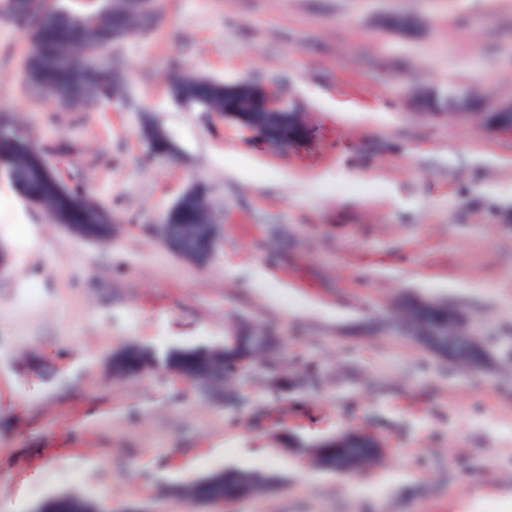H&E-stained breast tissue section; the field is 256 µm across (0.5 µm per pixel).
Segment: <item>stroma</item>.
<instances>
[{"label": "stroma", "mask_w": 512, "mask_h": 512, "mask_svg": "<svg viewBox=\"0 0 512 512\" xmlns=\"http://www.w3.org/2000/svg\"><path fill=\"white\" fill-rule=\"evenodd\" d=\"M159 21L112 49V104L60 112L29 93L30 42L0 15V113L72 187L115 214L82 242L0 175V512L76 494L101 512H512V130L407 97L428 85L512 98V0H153ZM387 12L425 22L385 31ZM258 76L306 129L288 149L169 95L170 64ZM180 154L147 157L145 121ZM204 183L222 244L204 265L163 245L164 212ZM412 293L464 312L494 358L472 373L389 333ZM283 348L199 392L161 371L113 376V352L222 345L243 322ZM348 429L384 455L354 474L309 445ZM227 468L276 492L212 507L180 486Z\"/></svg>", "instance_id": "stroma-1"}]
</instances>
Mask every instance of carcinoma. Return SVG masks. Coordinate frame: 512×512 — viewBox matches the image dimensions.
<instances>
[{
	"instance_id": "carcinoma-1",
	"label": "carcinoma",
	"mask_w": 512,
	"mask_h": 512,
	"mask_svg": "<svg viewBox=\"0 0 512 512\" xmlns=\"http://www.w3.org/2000/svg\"><path fill=\"white\" fill-rule=\"evenodd\" d=\"M0 13L8 16L30 39L31 51L23 65L26 86L37 93H49L64 109L87 108L98 102L112 101L114 84L121 73L112 62L99 66L89 53L101 47L112 48V32L146 33L156 22L154 11L129 16L118 0H97L85 10L63 7L62 0H0ZM170 96L209 108L224 109L223 86L219 80H195L169 86ZM0 174L4 175L17 195L28 205L44 208L50 218L64 213L72 224H85L89 231L96 225L87 223L85 213L71 206L59 191L57 177L38 163L35 146L28 129L0 116ZM415 299H406L398 330L405 336L432 339L437 327L448 328V305L418 308ZM267 333L262 327H248L232 332L250 352L249 370L262 357L264 348L257 338ZM235 354L229 342L215 349L195 346L171 347L162 351L141 346L124 348L112 358V371L134 376L144 371L161 370L175 378L209 388L228 381L235 371L227 362ZM376 459L362 439L331 448L318 455V463L327 470L340 467L355 471ZM264 490L257 473L247 469H228L201 477L183 491L188 498L210 504H224L256 495ZM47 512H81L80 502L66 494L43 501Z\"/></svg>"
}]
</instances>
